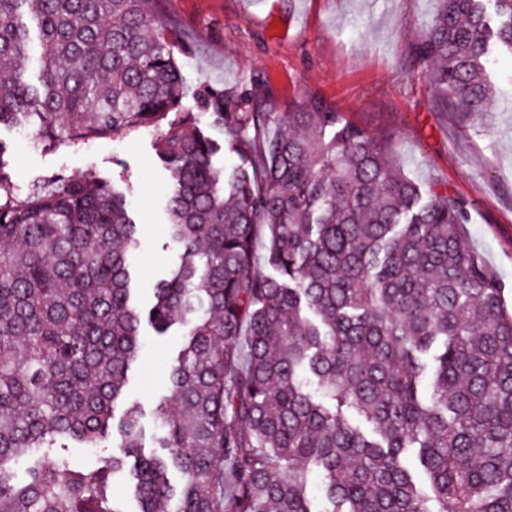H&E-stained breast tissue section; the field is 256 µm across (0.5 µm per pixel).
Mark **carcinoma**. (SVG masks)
Wrapping results in <instances>:
<instances>
[{
	"mask_svg": "<svg viewBox=\"0 0 512 512\" xmlns=\"http://www.w3.org/2000/svg\"><path fill=\"white\" fill-rule=\"evenodd\" d=\"M415 46L436 103L478 112L512 54V0H438ZM159 0H0V127L45 150L159 132L179 264L136 302L139 224L111 178L60 170L25 188L0 141V512H512V311L467 241V205L422 189L312 96L201 85L197 112ZM38 40L40 70L22 60ZM188 325L170 394L127 407L92 474L39 448L108 437L142 325ZM362 417L370 432L352 425ZM417 450L429 492L404 464ZM317 477L333 508L314 507Z\"/></svg>",
	"mask_w": 512,
	"mask_h": 512,
	"instance_id": "carcinoma-1",
	"label": "carcinoma"
}]
</instances>
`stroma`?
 Returning <instances> with one entry per match:
<instances>
[{"label": "stroma", "mask_w": 512, "mask_h": 512, "mask_svg": "<svg viewBox=\"0 0 512 512\" xmlns=\"http://www.w3.org/2000/svg\"><path fill=\"white\" fill-rule=\"evenodd\" d=\"M437 6L438 0H161L159 20L175 25L184 44L178 60L188 90L208 84L238 93L260 81L270 86L276 112L320 95L344 121L382 139L408 177L465 200L464 232L505 284L511 306L512 55L495 63L497 98L487 111H443L413 56ZM0 141L11 150L18 187L60 169L77 178L121 175L140 226L139 297L151 300L157 280L178 260L167 245L169 183L156 134L115 135L52 152L26 144L13 128L0 130ZM184 332H143L141 365L126 400L142 407L145 430L153 428L155 401L168 393V364Z\"/></svg>", "instance_id": "1"}]
</instances>
